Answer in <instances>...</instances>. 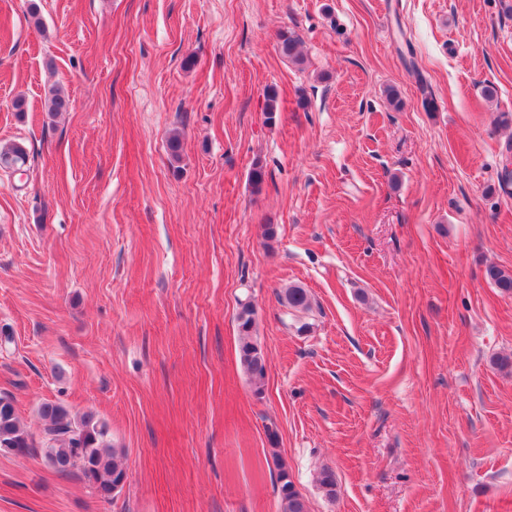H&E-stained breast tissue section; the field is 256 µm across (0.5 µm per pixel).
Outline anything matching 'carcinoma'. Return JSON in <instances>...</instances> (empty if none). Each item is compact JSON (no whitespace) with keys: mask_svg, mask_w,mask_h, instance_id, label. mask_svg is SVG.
I'll return each instance as SVG.
<instances>
[{"mask_svg":"<svg viewBox=\"0 0 512 512\" xmlns=\"http://www.w3.org/2000/svg\"><path fill=\"white\" fill-rule=\"evenodd\" d=\"M282 55L299 63L300 39L291 30H282L278 35ZM47 112L57 115L67 112L71 100L60 90L53 89L47 98ZM486 275L497 288L512 292V271L490 266ZM282 303L296 309L309 308L305 289L290 286L281 294ZM240 333L239 358L256 386H261L266 373L262 349L252 336L255 327V312L248 302L240 303L237 314ZM42 420V457L47 467L57 473L68 474L74 470L81 473L96 494L107 501L120 491L127 473L119 460V452L107 441L108 427L91 417L77 418L63 405L47 402L40 407ZM35 448L33 438L21 425L14 401L0 396V450L25 455ZM277 468V490L281 512H307V504L297 489L288 465L274 457Z\"/></svg>","mask_w":512,"mask_h":512,"instance_id":"1","label":"carcinoma"}]
</instances>
